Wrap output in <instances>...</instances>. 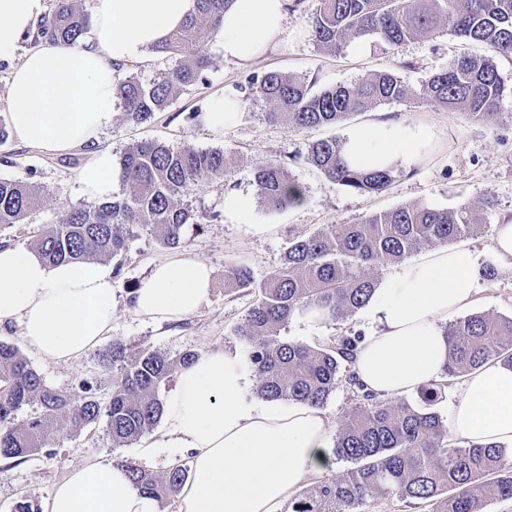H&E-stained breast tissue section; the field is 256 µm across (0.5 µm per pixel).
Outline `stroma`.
Instances as JSON below:
<instances>
[{
  "label": "stroma",
  "mask_w": 512,
  "mask_h": 512,
  "mask_svg": "<svg viewBox=\"0 0 512 512\" xmlns=\"http://www.w3.org/2000/svg\"><path fill=\"white\" fill-rule=\"evenodd\" d=\"M315 8L316 0H293L285 34L263 59L239 64L212 52L205 83L186 88L147 124H127L118 113L111 126L100 134L98 147L110 149L116 157L132 144L148 139L176 148L221 149L236 158L223 181L190 190L189 198L197 208L218 212L219 218L200 228L187 229L182 247H163L145 229L135 228L121 258L122 274L115 282L118 293L112 339L171 356L215 347L243 350L244 344L233 330L243 321L255 296L225 286L228 267L247 265L256 280H263L280 265L292 238L314 233L324 224L350 222L412 204L454 208L464 202L478 205L491 201L482 227L464 237L462 243L475 252L479 265L497 267L495 280L479 282L476 310L512 316V266H497L491 252L496 224L503 217L512 216V98L504 100L497 116L484 121L463 112L445 111L430 102L413 101L386 103L378 111L354 115L334 127L294 129L269 122L264 117L269 107L262 102L243 109L237 121L220 134L189 120V113L205 110L215 96L230 88L248 86L251 77L270 70L308 77L322 88L350 85L372 72L395 69L406 84L416 88L451 58L481 50L479 44L443 31L408 41L386 54L374 52L369 36L350 40L337 53L320 51L311 37ZM379 111L395 120L429 124L436 143L431 157L397 164L394 180L386 191L354 192L328 182L316 168L302 163L292 166L291 173L306 190L303 206L270 211L257 203L247 224H235L223 217L226 191L254 195L252 171L256 162L304 152L308 143L316 140L344 138L349 128L374 118ZM87 158L83 149L47 154L13 137L0 144V178L32 183L40 187L42 194L40 207L25 223L0 228V248L33 250L34 237L44 226L56 223L71 205H95V198L83 194L78 182V173ZM178 256L207 262L213 270V288L197 312L182 322L160 326L134 313L133 293L155 264ZM348 329L366 336L373 331L365 311L360 310L345 321L329 320L314 326L296 315L281 335L289 341L314 345ZM25 358L49 386L69 392L77 391L81 380L107 377L95 348L69 364H49L30 352ZM94 456L128 457L157 475L190 460L187 452L146 448L138 441L119 449L95 429L77 435L59 431L48 447L0 472V512H10L14 503L23 498L44 503L69 468Z\"/></svg>",
  "instance_id": "35a3bbf8"
}]
</instances>
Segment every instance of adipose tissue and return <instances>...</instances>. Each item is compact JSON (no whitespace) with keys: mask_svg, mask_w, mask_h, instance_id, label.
I'll list each match as a JSON object with an SVG mask.
<instances>
[{"mask_svg":"<svg viewBox=\"0 0 512 512\" xmlns=\"http://www.w3.org/2000/svg\"><path fill=\"white\" fill-rule=\"evenodd\" d=\"M289 0H231L214 41L225 59L249 64L285 33ZM195 0H95L85 43L43 41L24 57L21 35L46 0H0V61L13 62L7 84L9 125L23 143L51 154L90 151L79 172L83 192L111 198L112 154L96 148L112 123L116 74L162 44L193 12ZM432 150L424 124L373 119L350 129L344 157L362 170L382 169ZM210 266L196 258L157 263L132 298L137 315L177 322L196 312L211 288ZM479 268L465 246L439 250L395 268L367 304L376 329L353 370L365 388L395 398L442 380L448 340L442 326L476 300ZM117 301L112 271L96 261L49 265L32 251L0 249V323L17 322L29 350L44 360H78L112 331ZM253 374L236 350L211 349L183 368L168 393L148 448H187L192 475L178 512H278L306 480L333 471V423L321 408L251 394ZM452 438L497 445L512 461V366L490 362L469 373L448 424ZM43 512H157L126 467L94 458L72 468Z\"/></svg>","mask_w":512,"mask_h":512,"instance_id":"adipose-tissue-1","label":"adipose tissue"}]
</instances>
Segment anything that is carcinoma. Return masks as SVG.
<instances>
[{"instance_id":"cac0c4a2","label":"carcinoma","mask_w":512,"mask_h":512,"mask_svg":"<svg viewBox=\"0 0 512 512\" xmlns=\"http://www.w3.org/2000/svg\"><path fill=\"white\" fill-rule=\"evenodd\" d=\"M230 0H196V11L155 47L177 55L178 64L150 85L131 75L117 88L124 120L136 125L184 89L205 81L211 66L208 45L221 25ZM89 21L78 0H57L33 34L73 46L87 33ZM481 44L492 55H461L432 74L423 93L412 90L392 70L376 71L352 85L319 91L306 77L268 71L249 82L245 100L271 107L266 117L292 128L335 126L347 117L391 101L422 95L450 112L477 120L499 113L512 87L494 61L512 57V0H317L312 36L316 47L337 51L348 41L371 35L382 52L405 41L442 31ZM303 161L324 177L356 192L381 193L393 182V170L360 171L342 155V140L321 139L306 153L259 162L253 183L259 203L269 210L292 206L289 187L297 185L288 163ZM232 165L222 149H176L144 140L128 147L120 160L122 188L97 206L74 204L39 234L35 248L49 264L120 257L127 249L126 228L150 231L169 248L183 243L185 227L206 224L218 214L199 211L186 199L190 185L224 180ZM40 191L29 182L0 179V227L22 224L38 206ZM482 214L470 204L453 209L405 205L351 224H324L290 242L280 266L254 280L245 265L227 271L234 288L257 293L235 333L247 345L256 376V393L322 407L340 383L354 403L338 420L333 454L351 463L340 475L313 485L288 502L285 512H361L375 499H397L427 507V512H485L491 498L512 501V462L492 445L462 447L433 412L406 402L395 404L364 389L352 370L363 335L348 330L315 346L288 342L280 331L310 305L329 309L336 321L363 308L377 281L373 269L396 262L426 245L461 239L480 227ZM444 379L419 391L424 405L439 401L453 381L488 362L512 365V317L476 312L450 322ZM187 351L169 357L115 340L101 354L110 375L107 401L102 382L84 380L79 392L48 387L17 345L0 341V458L21 461L49 444L54 430L79 434L99 426L112 447L120 448L151 433L161 418L160 387L193 360ZM25 406L36 411L23 415ZM140 491L162 501L179 493L188 467L177 464L157 477L131 459H118Z\"/></svg>"}]
</instances>
